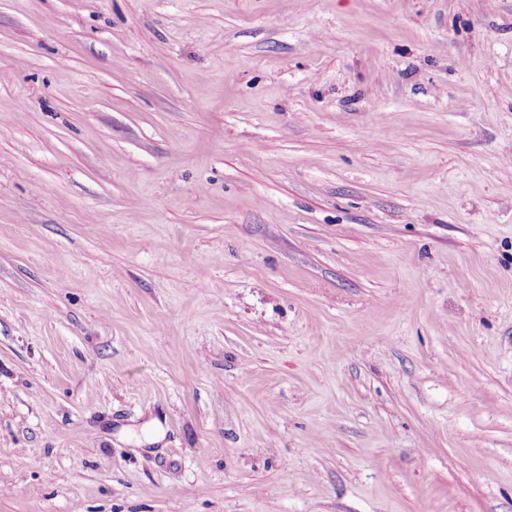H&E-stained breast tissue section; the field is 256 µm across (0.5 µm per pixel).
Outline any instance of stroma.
Listing matches in <instances>:
<instances>
[{
    "mask_svg": "<svg viewBox=\"0 0 512 512\" xmlns=\"http://www.w3.org/2000/svg\"><path fill=\"white\" fill-rule=\"evenodd\" d=\"M0 512H512V0H0Z\"/></svg>",
    "mask_w": 512,
    "mask_h": 512,
    "instance_id": "35a3bbf8",
    "label": "stroma"
}]
</instances>
